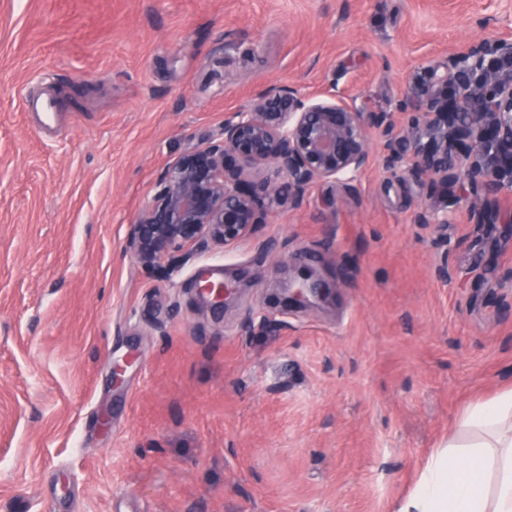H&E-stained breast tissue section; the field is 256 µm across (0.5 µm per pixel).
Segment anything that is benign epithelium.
<instances>
[{
	"label": "benign epithelium",
	"instance_id": "7a95c632",
	"mask_svg": "<svg viewBox=\"0 0 512 512\" xmlns=\"http://www.w3.org/2000/svg\"><path fill=\"white\" fill-rule=\"evenodd\" d=\"M383 128L391 166L438 192L425 224L465 202L478 224H505L500 201L512 194V39L493 37L429 59L413 74L396 114L360 111L343 99H316L284 86L254 94L224 120V139L184 152L163 172L152 202L131 225L139 263L165 272L161 260H186L213 242L225 247L263 222L266 210L247 170L273 165L288 179L266 188L269 204H300L316 180L362 169L368 129ZM471 193L448 198V189Z\"/></svg>",
	"mask_w": 512,
	"mask_h": 512
}]
</instances>
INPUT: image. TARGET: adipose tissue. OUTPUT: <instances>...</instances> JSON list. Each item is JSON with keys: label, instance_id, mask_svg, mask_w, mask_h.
<instances>
[{"label": "adipose tissue", "instance_id": "obj_1", "mask_svg": "<svg viewBox=\"0 0 512 512\" xmlns=\"http://www.w3.org/2000/svg\"><path fill=\"white\" fill-rule=\"evenodd\" d=\"M396 512H512V390L464 410Z\"/></svg>", "mask_w": 512, "mask_h": 512}]
</instances>
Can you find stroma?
Instances as JSON below:
<instances>
[{"label":"stroma","mask_w":512,"mask_h":512,"mask_svg":"<svg viewBox=\"0 0 512 512\" xmlns=\"http://www.w3.org/2000/svg\"><path fill=\"white\" fill-rule=\"evenodd\" d=\"M509 35L512 0H0V512H394L512 389L503 225L424 226L373 127L359 172L169 277L128 233L258 90L389 113L426 58ZM303 268L332 295L286 306Z\"/></svg>","instance_id":"1"}]
</instances>
